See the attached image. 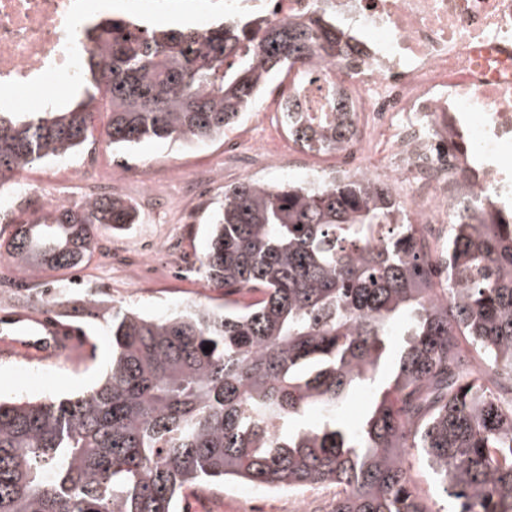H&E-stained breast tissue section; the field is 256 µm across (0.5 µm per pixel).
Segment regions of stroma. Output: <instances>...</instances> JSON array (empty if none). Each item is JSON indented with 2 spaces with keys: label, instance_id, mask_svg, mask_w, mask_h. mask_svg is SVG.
I'll return each mask as SVG.
<instances>
[{
  "label": "stroma",
  "instance_id": "stroma-1",
  "mask_svg": "<svg viewBox=\"0 0 512 512\" xmlns=\"http://www.w3.org/2000/svg\"><path fill=\"white\" fill-rule=\"evenodd\" d=\"M281 90V85L277 84L265 94L266 110L257 119L253 137L287 154L291 151L290 142L280 125L278 112ZM96 123L98 130L93 147L98 153L97 167L105 177L121 171L129 174L130 179L124 182L121 195L138 211L140 220L118 229L101 226L96 248L81 270L41 272L39 278L44 296L40 299L25 294L21 285L10 279L7 263L0 262V286L12 289L15 295L11 307L0 306V318L11 315L17 318L16 323L9 325L8 335H19L21 317L43 316L44 297L60 293L66 303L56 308L55 319L76 340L71 352L53 361L0 356L1 397H66L95 385L111 357L112 343L104 321L111 308L131 307L158 318L212 298L223 301V291L209 288L197 268L207 246V226L224 201L225 186L247 176L268 183L303 181L315 184L321 171L330 165L329 160L317 155L299 165L292 163L281 169H270L256 156L245 169L241 166L240 154L232 151L226 136L191 146L149 139L131 150L120 151L112 148L103 130L104 118H97ZM81 160V154L77 153L26 169L24 179L37 187L33 201L47 207L55 196L66 194L72 204H82L81 190L73 178V170ZM205 167L218 169L221 173L219 181L210 187L202 201L186 199L181 193L185 173ZM140 174L157 177L161 195L168 201L167 207L144 198L140 186L133 181L134 176ZM164 237L174 239L177 257L186 268V275L146 283L124 272L121 262L127 257L131 240ZM238 491L235 485L225 486L220 492L185 491L179 512H249L250 500L240 498Z\"/></svg>",
  "mask_w": 512,
  "mask_h": 512
}]
</instances>
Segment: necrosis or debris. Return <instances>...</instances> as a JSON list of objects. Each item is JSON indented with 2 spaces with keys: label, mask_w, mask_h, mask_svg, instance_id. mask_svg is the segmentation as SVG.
<instances>
[{
  "label": "necrosis or debris",
  "mask_w": 512,
  "mask_h": 512,
  "mask_svg": "<svg viewBox=\"0 0 512 512\" xmlns=\"http://www.w3.org/2000/svg\"><path fill=\"white\" fill-rule=\"evenodd\" d=\"M87 0H0V96L78 75ZM272 22L327 19L358 45L314 60L287 101L348 126L336 174L401 191L412 223L447 238L461 197L512 198V0H224Z\"/></svg>",
  "instance_id": "obj_1"
}]
</instances>
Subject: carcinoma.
Returning a JSON list of instances; mask_svg holds the SVG:
<instances>
[{
	"label": "carcinoma",
	"instance_id": "cac0c4a2",
	"mask_svg": "<svg viewBox=\"0 0 512 512\" xmlns=\"http://www.w3.org/2000/svg\"><path fill=\"white\" fill-rule=\"evenodd\" d=\"M83 37L78 103L0 111L1 187L92 143L103 101L114 146L200 144L296 64L352 56L331 25L265 19L143 34L112 18ZM287 130L319 153L348 133L323 116ZM136 220L115 195L0 211L15 225L7 258L31 272L75 269L99 225ZM444 253L381 184L225 187L199 265L224 303L164 318L114 307L95 386L0 399V512H177L191 488L325 483L330 512H435L409 474L414 452L448 512H512V211L456 217ZM365 387L351 427L336 410Z\"/></svg>",
	"mask_w": 512,
	"mask_h": 512
}]
</instances>
